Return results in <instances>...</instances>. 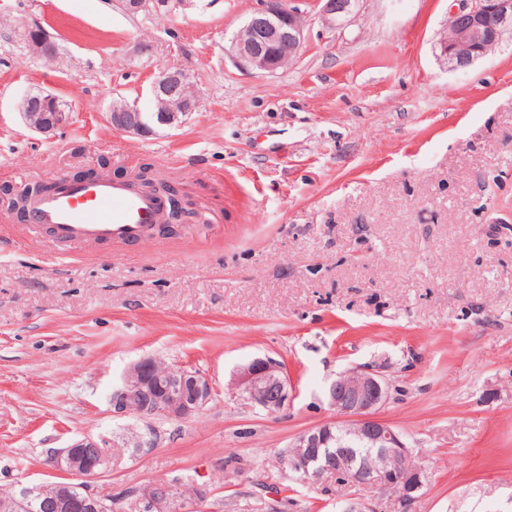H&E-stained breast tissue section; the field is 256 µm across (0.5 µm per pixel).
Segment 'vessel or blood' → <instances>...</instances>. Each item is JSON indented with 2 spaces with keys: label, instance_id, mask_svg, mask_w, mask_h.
<instances>
[{
  "label": "vessel or blood",
  "instance_id": "obj_1",
  "mask_svg": "<svg viewBox=\"0 0 512 512\" xmlns=\"http://www.w3.org/2000/svg\"><path fill=\"white\" fill-rule=\"evenodd\" d=\"M49 184L31 200L26 222L36 230H49L52 245L59 249L107 241L136 245L161 218L160 199L123 179L77 181L56 174Z\"/></svg>",
  "mask_w": 512,
  "mask_h": 512
}]
</instances>
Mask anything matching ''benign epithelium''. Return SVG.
I'll list each match as a JSON object with an SVG mask.
<instances>
[{"instance_id":"obj_1","label":"benign epithelium","mask_w":512,"mask_h":512,"mask_svg":"<svg viewBox=\"0 0 512 512\" xmlns=\"http://www.w3.org/2000/svg\"><path fill=\"white\" fill-rule=\"evenodd\" d=\"M323 15L340 22L350 15L356 0H323ZM307 19L295 0H261L242 30L245 36L233 39L232 57L243 67L272 73L283 67L285 60L295 59L303 46ZM512 31V0H452L444 36L438 40V57L455 70L471 65L497 46ZM32 49L40 56H57L56 44L45 36L31 40ZM190 76L181 69L161 71L151 85V98L163 108L148 114L126 102L115 101L108 108L113 128L144 134L154 126L176 127L199 105L197 93L187 94ZM20 112L33 130L52 134L67 119L58 100L45 92H31L20 102ZM170 221L159 224L160 231L174 232V220L186 210L187 202L175 198L170 202ZM236 389L248 399L275 413L288 399V377L276 360L257 358L240 367L234 375ZM210 379L201 372L185 367L165 373L156 370L155 361L135 363L125 373L121 384L110 397L112 413L134 415L142 420L156 416L183 419L203 410L212 400ZM328 404L340 420L326 423L300 434L291 447L288 465L302 479L319 482L327 477L349 479L383 490L399 491V502L410 506L423 485L421 469L411 465V453L401 435L374 411L388 399V386L374 372L355 368L340 374L325 390ZM354 426L360 440L380 448L392 461L387 467L370 463L353 467L347 453L322 451L332 431L345 424ZM106 440L90 436L73 441L65 448L49 451L47 463L54 470L71 476V481L54 485L47 493L40 484H17L0 490V512H113L121 507L126 512H169L174 485L156 483L157 492L140 488L120 498L102 497L91 490L106 464Z\"/></svg>"}]
</instances>
